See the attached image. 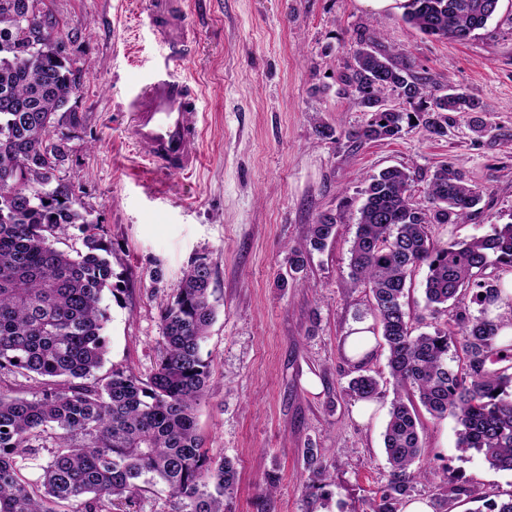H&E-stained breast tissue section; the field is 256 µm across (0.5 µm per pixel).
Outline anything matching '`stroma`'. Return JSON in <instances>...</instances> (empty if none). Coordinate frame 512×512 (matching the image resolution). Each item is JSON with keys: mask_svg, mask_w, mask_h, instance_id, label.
Masks as SVG:
<instances>
[{"mask_svg": "<svg viewBox=\"0 0 512 512\" xmlns=\"http://www.w3.org/2000/svg\"><path fill=\"white\" fill-rule=\"evenodd\" d=\"M45 2L81 78L69 102L78 122L57 129L68 154L57 177L72 182L82 211L112 243L107 367L151 373L160 306L191 262L205 260L216 317L203 344L212 376L197 422L210 455L236 461L234 512H366L387 480L382 434L393 386L383 344L361 366L343 350L357 320L377 328L366 314L369 290L349 285L362 179L408 168L420 199L436 167L455 162L485 194L464 222L433 225L431 237L468 241L512 221V0H500L464 43L358 0H192L195 41L182 71L202 89L203 164L189 177L153 168L130 138L128 101L159 51L146 0ZM360 32L381 35L432 88L453 84L487 103L482 118L493 133L478 136L471 114L454 112L444 137L414 121L393 139H349L369 114L337 94L336 77L352 63ZM321 124L331 136H318ZM323 213L336 216V236L309 249L308 226ZM296 248L305 254L300 272L289 264ZM362 369L380 390L363 422L343 393ZM422 423L417 466L484 494L449 503L448 512H483L512 493L511 471L474 451L459 454L455 419L426 414ZM308 448L330 476L320 497L305 493ZM273 473L279 485L267 496Z\"/></svg>", "mask_w": 512, "mask_h": 512, "instance_id": "1", "label": "stroma"}]
</instances>
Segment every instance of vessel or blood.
Returning a JSON list of instances; mask_svg holds the SVG:
<instances>
[{
    "label": "vessel or blood",
    "instance_id": "1",
    "mask_svg": "<svg viewBox=\"0 0 512 512\" xmlns=\"http://www.w3.org/2000/svg\"><path fill=\"white\" fill-rule=\"evenodd\" d=\"M147 18L159 54L131 100V136L151 166L168 174H190L201 165V92L181 73L192 44L186 0H152Z\"/></svg>",
    "mask_w": 512,
    "mask_h": 512
}]
</instances>
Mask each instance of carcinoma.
<instances>
[{
	"label": "carcinoma",
	"instance_id": "carcinoma-1",
	"mask_svg": "<svg viewBox=\"0 0 512 512\" xmlns=\"http://www.w3.org/2000/svg\"><path fill=\"white\" fill-rule=\"evenodd\" d=\"M43 2L0 0V378L20 375L40 384L30 399L0 390V512H131L157 483L178 512H232L235 463L210 455L197 427L211 377L202 344L216 314L206 261L188 267L172 301L160 308L153 372L144 378L112 368L99 375L112 246L79 209L71 184L46 189L65 161L54 129L76 122L68 103L80 81L58 50L59 22L39 8ZM498 7L499 0H410L402 20L463 43ZM338 83L371 113L352 133L359 142L394 138L410 119L385 107L391 92L417 104V119L438 137L448 134V113L488 111L451 84L441 95L428 91L414 65L376 36L359 37ZM411 182L410 171L396 166L365 178L349 257L351 285L372 294L394 384L383 434L389 472L370 512H400L414 484L427 477L413 468L422 450L420 406L434 418L456 420L459 452L474 449L492 467L512 471V343L499 341L506 323L489 308L499 288L488 272L512 268V222L469 242L435 241L430 227L468 218L484 189L454 162L434 170L422 200L410 193ZM336 223L330 214L318 216L308 229L312 249L326 246ZM72 226L81 230V246L63 248ZM422 263L429 269L427 308L449 307L453 314L449 326L415 335L405 299L412 268ZM464 294L479 314L461 305ZM491 362L499 368H489ZM344 393L373 400L379 382L359 374ZM44 451L43 480L33 483L24 462ZM305 465L306 491L316 497L327 476L312 448ZM462 497L477 502L483 493L443 477L436 512H448V503Z\"/></svg>",
	"mask_w": 512,
	"mask_h": 512
}]
</instances>
